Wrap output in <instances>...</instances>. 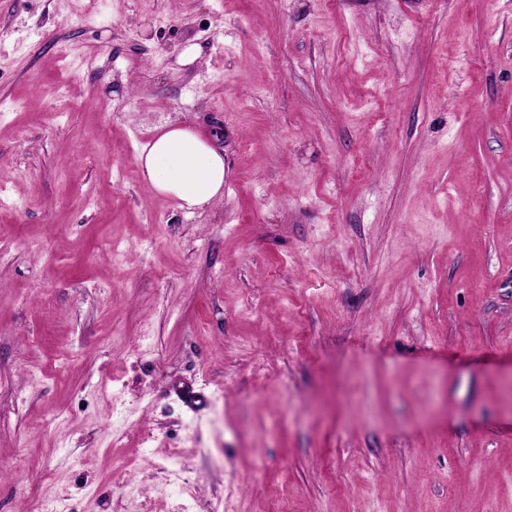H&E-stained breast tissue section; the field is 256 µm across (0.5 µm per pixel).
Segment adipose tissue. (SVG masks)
Masks as SVG:
<instances>
[{
  "instance_id": "obj_1",
  "label": "adipose tissue",
  "mask_w": 512,
  "mask_h": 512,
  "mask_svg": "<svg viewBox=\"0 0 512 512\" xmlns=\"http://www.w3.org/2000/svg\"><path fill=\"white\" fill-rule=\"evenodd\" d=\"M137 162L157 194L183 206L202 208L224 196L223 154L186 123L161 128Z\"/></svg>"
}]
</instances>
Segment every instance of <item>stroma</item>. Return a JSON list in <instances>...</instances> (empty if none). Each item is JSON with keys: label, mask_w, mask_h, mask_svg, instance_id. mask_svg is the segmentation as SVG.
Wrapping results in <instances>:
<instances>
[{"label": "stroma", "mask_w": 512, "mask_h": 512, "mask_svg": "<svg viewBox=\"0 0 512 512\" xmlns=\"http://www.w3.org/2000/svg\"><path fill=\"white\" fill-rule=\"evenodd\" d=\"M0 512H512V0H0ZM144 178L180 207L203 208L224 197V154L184 123H169L137 154Z\"/></svg>", "instance_id": "obj_1"}]
</instances>
